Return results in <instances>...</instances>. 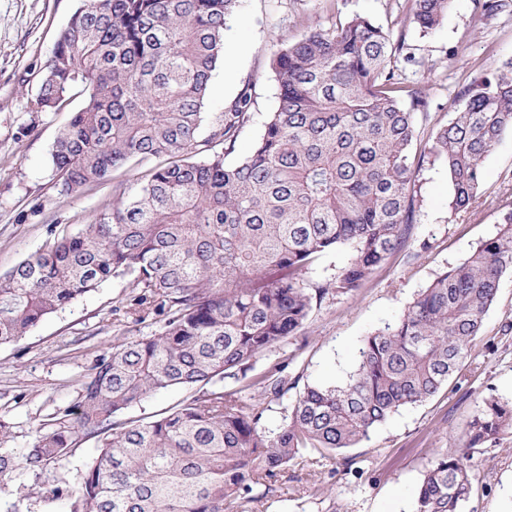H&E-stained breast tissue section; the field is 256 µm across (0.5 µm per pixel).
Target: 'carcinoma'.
<instances>
[{
  "mask_svg": "<svg viewBox=\"0 0 512 512\" xmlns=\"http://www.w3.org/2000/svg\"><path fill=\"white\" fill-rule=\"evenodd\" d=\"M238 0H84L60 32L33 100L57 112L77 90L82 107L50 151L54 186L71 194L130 161L150 163L135 195L48 249L0 273V346L118 278L131 291L113 312L162 331L97 356L71 405L47 415L20 454L0 448V487L19 469L39 473L96 443L74 488L54 487L68 512H234L260 502L289 464L353 448L400 409L436 395L462 369L512 269V210L500 234L443 272L398 319L369 334L340 385L292 386L278 362L246 402L224 379H245L283 349L329 294L360 288L408 246L413 214L414 112L422 90L402 81L400 44L359 15L307 26L280 47L277 104L251 152L235 158L252 119L247 82L200 137L224 26ZM450 0H413L423 31ZM512 128V58L464 88L455 117L432 137L448 169L452 209L479 203L483 160ZM353 248L322 284L303 273L323 254ZM196 390L145 420L124 417L148 395ZM282 407L275 430L265 411ZM512 436V405L482 401L458 448L426 468L414 512H466L477 448Z\"/></svg>",
  "mask_w": 512,
  "mask_h": 512,
  "instance_id": "carcinoma-1",
  "label": "carcinoma"
}]
</instances>
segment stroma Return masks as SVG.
I'll return each mask as SVG.
<instances>
[{"mask_svg":"<svg viewBox=\"0 0 512 512\" xmlns=\"http://www.w3.org/2000/svg\"><path fill=\"white\" fill-rule=\"evenodd\" d=\"M484 0H451L448 15L434 30L412 20L411 0H239L227 21L229 67L214 72L202 133H209L225 105L244 83L252 85L250 126L238 145L247 155L276 106L278 77L272 59L282 44L295 41L310 23L330 26L361 15L401 40L407 81L427 95L428 111L415 112L420 147L453 117L458 92L512 58V0L488 12ZM82 0H0V272L53 244L65 232L93 221L111 206L114 182L59 194L51 184L50 147L72 112H38L31 105L59 33ZM481 190L487 205L452 212L448 170L432 155L422 156L414 175V221L407 247L390 255L362 288L330 295L314 307L303 334L287 340L283 352L260 358L262 373L284 354L299 385H337L351 372L363 339L393 323L437 276L463 262L497 236L501 216L512 209V130L505 131L482 164ZM127 292L113 279L44 319L19 342L0 347V422L9 428L5 447L22 452L54 409L68 406L82 375L102 351L132 336L160 332L153 321L134 326L118 321L112 308ZM512 402V271L485 316L463 368L433 398L401 409L357 447L341 456L292 464L274 496L248 504L245 512H413L423 471L438 453L460 445L483 399ZM95 452L81 441L77 450L40 476L22 471L0 490V512H68L62 499L34 494V487L75 486ZM350 467H343V460ZM473 493L466 512H512V436L475 449Z\"/></svg>","mask_w":512,"mask_h":512,"instance_id":"35a3bbf8","label":"stroma"}]
</instances>
